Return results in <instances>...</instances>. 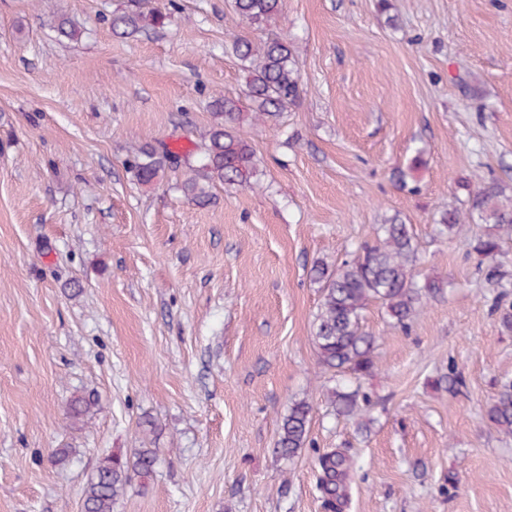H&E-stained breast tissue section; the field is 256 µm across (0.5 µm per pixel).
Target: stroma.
Returning <instances> with one entry per match:
<instances>
[{
	"label": "stroma",
	"instance_id": "stroma-1",
	"mask_svg": "<svg viewBox=\"0 0 512 512\" xmlns=\"http://www.w3.org/2000/svg\"><path fill=\"white\" fill-rule=\"evenodd\" d=\"M171 1L165 28L118 38L125 0H0V512H80L99 459L144 445L154 470L114 512H323L329 448L356 462L345 512H512V437L484 418L512 334L467 246L485 227L451 240L434 223L481 182L512 195V0H284L305 93L242 122L259 184H215L204 206L182 191L191 154L150 185L125 160L190 153L209 102L246 96L232 41L265 33L230 0ZM61 15L80 40L58 36ZM393 217L418 274L447 286L407 331L367 306L363 434L318 365L311 269ZM452 368L456 392L439 382ZM78 396L97 405L75 422ZM301 399L309 434L288 460L275 443Z\"/></svg>",
	"mask_w": 512,
	"mask_h": 512
}]
</instances>
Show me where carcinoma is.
<instances>
[{
    "label": "carcinoma",
    "mask_w": 512,
    "mask_h": 512,
    "mask_svg": "<svg viewBox=\"0 0 512 512\" xmlns=\"http://www.w3.org/2000/svg\"><path fill=\"white\" fill-rule=\"evenodd\" d=\"M234 10L250 26L267 27L282 11L281 0H234ZM171 13L152 4V0H128L113 12L112 33L128 38L151 28H163ZM58 33L76 40L83 29L74 21L55 19ZM233 51L246 63V88L254 104V120L266 123L296 105L305 90L288 40L270 32L266 39L254 43L238 38ZM212 122L198 145L200 166L196 177L184 184V192L198 204L208 202L216 182L253 186L258 176L254 147L240 131L241 107L230 97H217L209 103ZM179 154L165 147L157 150L146 144L125 161L127 170L139 184H150L170 166ZM475 219L490 225L489 232L474 238L470 252L478 258V270L493 288L512 285V261L502 251L504 238H512V197L494 180L485 182L469 196L466 213L451 209L437 221L440 231L454 235L464 220ZM416 244L407 225L393 218L381 225L375 241L357 247L350 258L331 268L321 263L312 270L319 284L321 300L315 317L314 341L319 364L338 376L348 375L356 381L372 375L377 368V337L365 330L363 311L371 301L381 303L387 316L403 330L410 328L429 299L444 288L443 282L415 279ZM492 312L499 315L500 326L512 332V306L504 307L495 297ZM336 412L354 420L359 431L368 429L372 419L368 412L371 399L356 388L336 386L331 391ZM312 406L305 400L294 402L281 423L275 452L291 459L305 446ZM487 421L499 431L512 435V383H504L485 410ZM157 460L154 448H136L130 456L103 458L83 490L80 512H113L115 501L131 475H148ZM320 473L317 486L326 512H336L349 498V484L355 462L345 452L332 448L319 454Z\"/></svg>",
    "instance_id": "cac0c4a2"
}]
</instances>
